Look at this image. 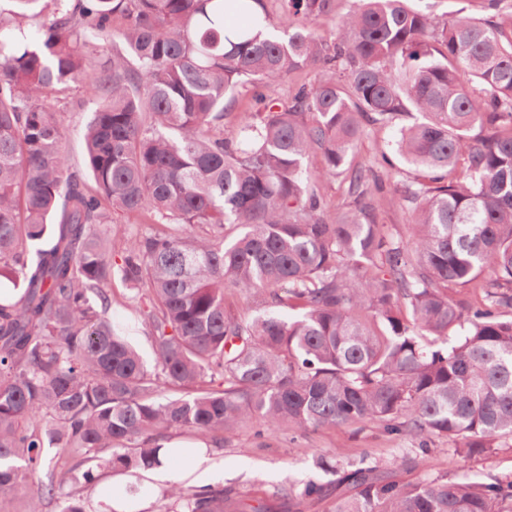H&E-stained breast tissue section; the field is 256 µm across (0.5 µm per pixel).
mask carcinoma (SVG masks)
Listing matches in <instances>:
<instances>
[{"label":"carcinoma","mask_w":512,"mask_h":512,"mask_svg":"<svg viewBox=\"0 0 512 512\" xmlns=\"http://www.w3.org/2000/svg\"><path fill=\"white\" fill-rule=\"evenodd\" d=\"M0 7V496L30 512L55 490L44 449L95 468L159 464L175 431L218 443L247 423L301 431L372 424L415 447L481 454L512 442V24L502 0L483 16L439 19L407 0H357L333 44L316 26L334 0H7ZM112 47L90 40L112 33ZM37 28L29 35L28 29ZM326 69L281 107L264 89ZM249 84L262 107L224 131ZM97 101L85 168L63 145L72 87ZM399 129L410 168L391 186L354 156L376 124ZM350 179L329 214L303 160ZM391 195L414 234L377 223ZM145 216L112 263V213ZM152 340L144 362L112 324V279ZM478 285L470 302L450 291ZM228 290L271 311L250 320ZM326 481L291 502L329 512H504L512 477L404 481L365 457L318 461ZM42 478L28 483V475ZM171 495L181 512H271L232 490Z\"/></svg>","instance_id":"carcinoma-1"}]
</instances>
